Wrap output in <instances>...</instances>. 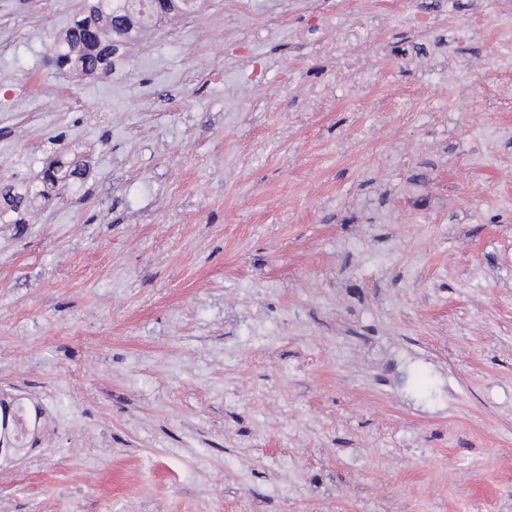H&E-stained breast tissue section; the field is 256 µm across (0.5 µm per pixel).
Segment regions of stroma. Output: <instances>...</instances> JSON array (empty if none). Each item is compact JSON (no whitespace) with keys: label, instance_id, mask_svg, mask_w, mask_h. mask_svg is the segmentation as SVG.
Returning a JSON list of instances; mask_svg holds the SVG:
<instances>
[{"label":"stroma","instance_id":"stroma-1","mask_svg":"<svg viewBox=\"0 0 512 512\" xmlns=\"http://www.w3.org/2000/svg\"><path fill=\"white\" fill-rule=\"evenodd\" d=\"M0 0V512H512V0H195L59 71ZM36 79L61 106L27 96ZM65 163L59 160L44 170L41 186L35 190L26 188L23 193L18 192L14 186L5 185L0 190V197L3 200L0 204L1 220L5 212L11 211L20 214L27 206L30 198L35 196L48 197V190L58 191L65 189V185L69 177L78 175L77 168L68 170L70 165L65 168ZM42 188V189H41ZM5 404L6 410L0 422V465L8 463L10 450L19 451L29 447L39 433L41 420L37 410L22 399L5 401Z\"/></svg>","mask_w":512,"mask_h":512}]
</instances>
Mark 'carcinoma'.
<instances>
[{
	"label": "carcinoma",
	"mask_w": 512,
	"mask_h": 512,
	"mask_svg": "<svg viewBox=\"0 0 512 512\" xmlns=\"http://www.w3.org/2000/svg\"><path fill=\"white\" fill-rule=\"evenodd\" d=\"M140 0H93L88 7L74 13L64 33L55 39L53 51L59 69H75L83 74L112 70L114 57L134 29L145 25L140 15ZM78 174L64 163L56 162L44 170L41 187L18 192L14 186L0 189V215L21 213L35 196L47 197L48 191L65 189L67 180Z\"/></svg>",
	"instance_id": "carcinoma-1"
}]
</instances>
